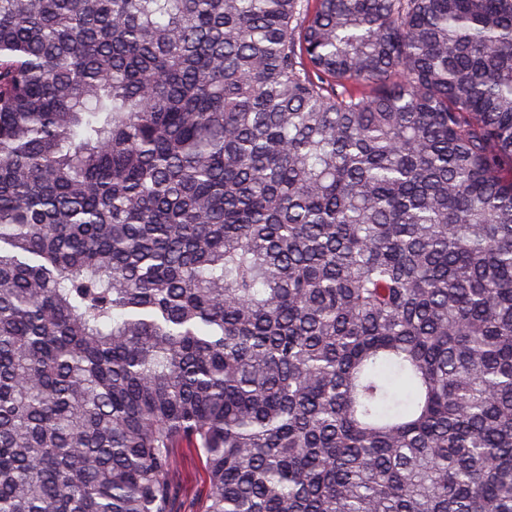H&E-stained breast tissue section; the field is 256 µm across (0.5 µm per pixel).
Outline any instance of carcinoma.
Returning <instances> with one entry per match:
<instances>
[{
  "label": "carcinoma",
  "instance_id": "obj_1",
  "mask_svg": "<svg viewBox=\"0 0 512 512\" xmlns=\"http://www.w3.org/2000/svg\"><path fill=\"white\" fill-rule=\"evenodd\" d=\"M512 512V0H0V512ZM176 462L171 474L173 512H201L209 490V479L195 448L183 444L173 449Z\"/></svg>",
  "mask_w": 512,
  "mask_h": 512
}]
</instances>
